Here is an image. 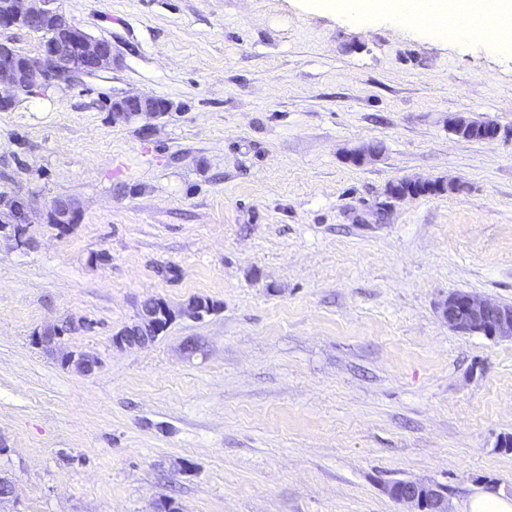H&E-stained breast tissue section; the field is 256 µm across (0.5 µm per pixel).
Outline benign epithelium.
<instances>
[{"instance_id": "1", "label": "benign epithelium", "mask_w": 512, "mask_h": 512, "mask_svg": "<svg viewBox=\"0 0 512 512\" xmlns=\"http://www.w3.org/2000/svg\"><path fill=\"white\" fill-rule=\"evenodd\" d=\"M54 0H0V29L25 28L36 33L49 32L39 53L30 56L13 43L0 40V112L16 106L22 91L46 90L70 81L72 75H95L112 68V44L77 26L58 8ZM111 110L131 122L147 115L170 110V104L144 94H125L112 99ZM78 209L71 199L57 198L48 209L39 211L33 202L16 194L0 193V232L8 233L19 247L32 245L28 225L43 220L60 229L75 223ZM448 327L462 335H482L512 340V307L481 299L465 292H451L438 304ZM189 316V308L173 310L164 301L143 302L136 320L112 336V345L143 346L153 342L167 329L176 315ZM64 333L57 325L35 332V342L46 348L59 345ZM61 362L81 375H91L100 360L85 352H65ZM385 493L411 512H448L443 488L431 481L402 480L387 484Z\"/></svg>"}]
</instances>
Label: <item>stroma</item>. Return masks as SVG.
<instances>
[{"label":"stroma","mask_w":512,"mask_h":512,"mask_svg":"<svg viewBox=\"0 0 512 512\" xmlns=\"http://www.w3.org/2000/svg\"><path fill=\"white\" fill-rule=\"evenodd\" d=\"M55 4L115 63L0 112V192L78 207L0 243L15 512H406L384 487L419 479L448 512L512 497V340L436 309L512 305V51L306 0ZM125 93L172 109L122 122ZM412 179L464 189L387 196ZM196 296L217 310L113 347L144 299ZM48 323L100 369L35 344ZM448 327L462 335L512 340V307L465 292H451L438 304ZM61 362L85 376L95 373L101 364L100 360L92 354L74 351L62 353Z\"/></svg>","instance_id":"35a3bbf8"}]
</instances>
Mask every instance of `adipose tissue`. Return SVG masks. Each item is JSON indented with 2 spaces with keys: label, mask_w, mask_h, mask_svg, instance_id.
I'll return each instance as SVG.
<instances>
[{
  "label": "adipose tissue",
  "mask_w": 512,
  "mask_h": 512,
  "mask_svg": "<svg viewBox=\"0 0 512 512\" xmlns=\"http://www.w3.org/2000/svg\"><path fill=\"white\" fill-rule=\"evenodd\" d=\"M317 7L339 11L356 19L368 14H385L402 23L429 13L445 19H459L457 34L473 41L484 38L489 14L512 17V0H315Z\"/></svg>",
  "instance_id": "1"
}]
</instances>
